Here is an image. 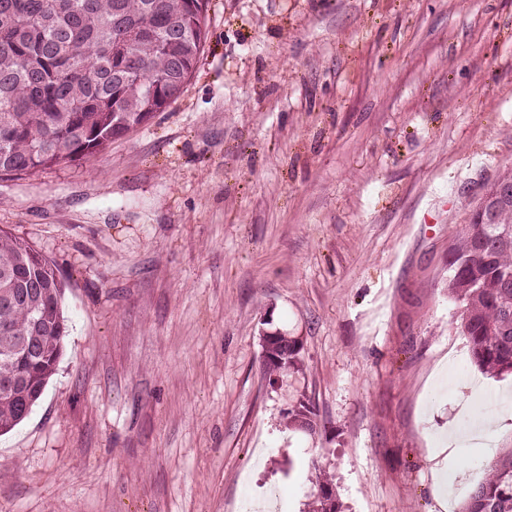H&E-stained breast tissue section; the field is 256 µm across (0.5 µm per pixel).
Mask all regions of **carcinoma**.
Listing matches in <instances>:
<instances>
[{"mask_svg":"<svg viewBox=\"0 0 512 512\" xmlns=\"http://www.w3.org/2000/svg\"><path fill=\"white\" fill-rule=\"evenodd\" d=\"M208 0H0V173L80 161L182 94L207 40ZM449 295L473 363L512 373V194L474 207L449 251ZM63 275L0 228V433L31 412L66 332ZM283 341L269 375L300 365ZM461 512H512V448Z\"/></svg>","mask_w":512,"mask_h":512,"instance_id":"1","label":"carcinoma"}]
</instances>
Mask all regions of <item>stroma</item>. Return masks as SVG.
<instances>
[{
	"mask_svg": "<svg viewBox=\"0 0 512 512\" xmlns=\"http://www.w3.org/2000/svg\"><path fill=\"white\" fill-rule=\"evenodd\" d=\"M207 28L146 124L0 175V228L60 269L67 319L0 435V512H238L270 486L313 512L321 477L341 512H460L512 448V374L472 363L448 295L512 166V0H209ZM265 330L299 371L270 380ZM481 395L497 425L454 448ZM278 331H262V353L266 362V369L270 376L277 375L290 369L298 370L300 365V345L298 340L290 336H280V341H283L282 351L280 358L278 357Z\"/></svg>",
	"mask_w": 512,
	"mask_h": 512,
	"instance_id": "obj_1",
	"label": "stroma"
}]
</instances>
